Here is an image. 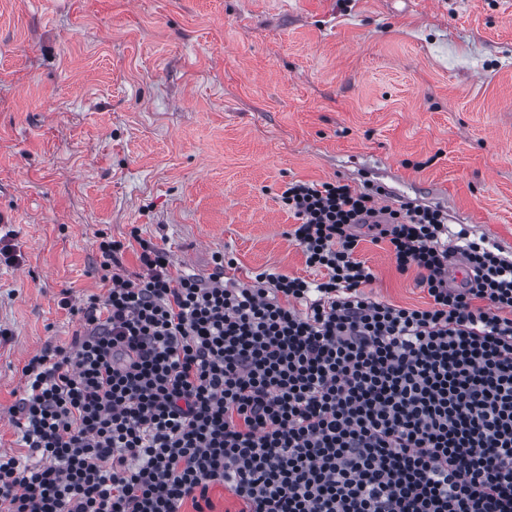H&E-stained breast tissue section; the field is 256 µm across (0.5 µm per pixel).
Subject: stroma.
Returning a JSON list of instances; mask_svg holds the SVG:
<instances>
[{"instance_id": "stroma-1", "label": "stroma", "mask_w": 512, "mask_h": 512, "mask_svg": "<svg viewBox=\"0 0 512 512\" xmlns=\"http://www.w3.org/2000/svg\"><path fill=\"white\" fill-rule=\"evenodd\" d=\"M382 186L512 258V0H0V446L27 358L104 290L96 232L179 272L313 279L288 182ZM373 296L427 307L364 240Z\"/></svg>"}]
</instances>
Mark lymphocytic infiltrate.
<instances>
[{
  "label": "lymphocytic infiltrate",
  "instance_id": "obj_1",
  "mask_svg": "<svg viewBox=\"0 0 512 512\" xmlns=\"http://www.w3.org/2000/svg\"><path fill=\"white\" fill-rule=\"evenodd\" d=\"M382 187L292 181L289 237L317 280L173 275L169 251L101 236L105 292L68 345L30 356L7 409L0 512H512V260ZM430 302L366 294L364 235ZM467 268L448 275L451 257Z\"/></svg>",
  "mask_w": 512,
  "mask_h": 512
}]
</instances>
